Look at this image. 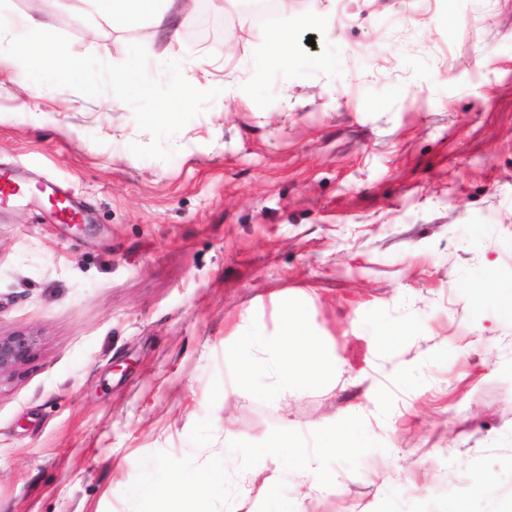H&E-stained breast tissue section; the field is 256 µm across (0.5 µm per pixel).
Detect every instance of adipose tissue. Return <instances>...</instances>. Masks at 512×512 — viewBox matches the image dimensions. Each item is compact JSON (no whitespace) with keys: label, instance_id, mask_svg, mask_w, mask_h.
I'll return each mask as SVG.
<instances>
[{"label":"adipose tissue","instance_id":"adipose-tissue-1","mask_svg":"<svg viewBox=\"0 0 512 512\" xmlns=\"http://www.w3.org/2000/svg\"><path fill=\"white\" fill-rule=\"evenodd\" d=\"M95 12L103 18L126 27L144 30L155 28L176 38L169 18L176 6L189 9L193 0H90ZM252 348L244 355V364L233 387L246 392L256 391L260 373L272 374L273 380L264 391L265 398L280 402L300 388L321 384L330 379L334 369L307 323L302 308L289 309L282 321L281 332L267 341L255 336ZM224 475L214 470L201 476L192 472L162 471L149 487L141 490L142 512H203L214 488L223 486Z\"/></svg>","mask_w":512,"mask_h":512}]
</instances>
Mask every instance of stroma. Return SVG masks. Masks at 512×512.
I'll use <instances>...</instances> for the list:
<instances>
[{"mask_svg": "<svg viewBox=\"0 0 512 512\" xmlns=\"http://www.w3.org/2000/svg\"><path fill=\"white\" fill-rule=\"evenodd\" d=\"M311 25L265 61L269 25L204 0L217 32L180 52L145 41L150 73L200 61L220 95L169 141L111 93L17 82L0 66V168L78 191L83 224L33 196L0 208V335L38 343L0 375V512H139L158 468H217L212 512H500L512 485V315L473 288L512 284V0H290ZM73 54L122 62L133 31L87 5L47 12ZM38 91L39 118L17 111ZM302 306L336 381L273 404L221 397L246 337ZM409 326L386 345L381 329ZM355 408L362 446L329 454ZM288 435L321 479L302 503ZM490 479L495 500L471 496Z\"/></svg>", "mask_w": 512, "mask_h": 512, "instance_id": "stroma-1", "label": "stroma"}]
</instances>
